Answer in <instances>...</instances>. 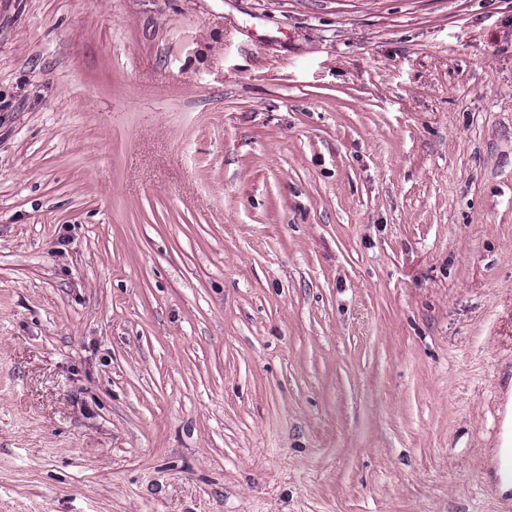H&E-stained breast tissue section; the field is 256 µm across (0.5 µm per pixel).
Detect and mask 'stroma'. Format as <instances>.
Masks as SVG:
<instances>
[{
    "label": "stroma",
    "instance_id": "stroma-1",
    "mask_svg": "<svg viewBox=\"0 0 512 512\" xmlns=\"http://www.w3.org/2000/svg\"><path fill=\"white\" fill-rule=\"evenodd\" d=\"M512 0H0V512H512Z\"/></svg>",
    "mask_w": 512,
    "mask_h": 512
}]
</instances>
